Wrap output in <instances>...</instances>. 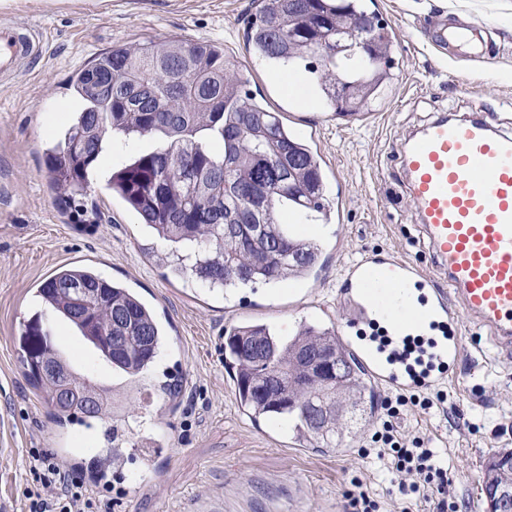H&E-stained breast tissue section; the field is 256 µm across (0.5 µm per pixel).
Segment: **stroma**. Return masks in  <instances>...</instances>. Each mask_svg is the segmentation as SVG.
<instances>
[{
	"label": "stroma",
	"mask_w": 512,
	"mask_h": 512,
	"mask_svg": "<svg viewBox=\"0 0 512 512\" xmlns=\"http://www.w3.org/2000/svg\"><path fill=\"white\" fill-rule=\"evenodd\" d=\"M368 8L392 35L397 79L365 116L296 106L278 69L246 49L253 0H19L0 9V19L45 33L42 59L0 82V512H25L32 449L49 450L67 466L85 457L73 452L74 436L84 433L98 449L107 446L101 426L58 424L23 363L21 336L37 315L80 373L112 381L111 365L36 295L56 269L71 263L134 288L153 306L169 336L157 366L173 370L180 388L165 402L116 391L121 414L143 422L157 443L125 450L108 483L91 479L95 491L111 497L112 512H345L346 494L356 485L379 502L380 512H433L423 499L402 503L384 462L360 454L384 420L391 389L374 387L372 412L355 438L335 448L303 446L287 424L255 420L242 409L224 353L226 329L242 320L283 336L304 323L352 336L369 332L341 302L347 265L368 255L399 253L442 282L404 201L396 160L404 137L439 113L464 114L477 103L501 128L512 129V0H370ZM437 15L461 26L490 19L497 30L476 58L466 42H432L427 30ZM159 40L223 48L245 91L281 112L312 147L326 176L330 218L313 226L311 237L322 251L308 278L221 292L195 277L174 276L160 261L166 245L108 186L113 171L154 148L151 139L113 138L86 194L60 205L46 153L80 109L70 76L114 48ZM440 389L446 402L427 410L404 407L399 431L423 439L447 465L457 512H484V464L495 451L512 448V361L476 331L464 332L462 358Z\"/></svg>",
	"instance_id": "1"
}]
</instances>
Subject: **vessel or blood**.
I'll list each match as a JSON object with an SVG mask.
<instances>
[{"label": "vessel or blood", "mask_w": 512, "mask_h": 512, "mask_svg": "<svg viewBox=\"0 0 512 512\" xmlns=\"http://www.w3.org/2000/svg\"><path fill=\"white\" fill-rule=\"evenodd\" d=\"M42 49L18 23L0 24V76L14 75ZM406 203L415 211L445 287H433L420 264L387 254L349 268L347 304L363 320H385L380 339L360 345L374 384L396 391L433 385L461 356V333L487 329L498 353L512 358V134L482 107L442 113L409 136L398 154ZM433 331L430 354L404 337L401 321Z\"/></svg>", "instance_id": "vessel-or-blood-1"}]
</instances>
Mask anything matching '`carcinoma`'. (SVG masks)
Listing matches in <instances>:
<instances>
[{
	"label": "carcinoma",
	"mask_w": 512,
	"mask_h": 512,
	"mask_svg": "<svg viewBox=\"0 0 512 512\" xmlns=\"http://www.w3.org/2000/svg\"><path fill=\"white\" fill-rule=\"evenodd\" d=\"M248 21L249 52L275 67L300 64L314 84L321 104L336 112L367 114L392 81L391 40L366 0H260ZM325 35L346 46L340 55L315 60L307 33L318 21ZM368 42L374 59L356 61ZM353 94L345 97L338 87ZM70 89L80 101L64 140L47 153L52 185L69 204L87 187L91 170L114 134L128 139L152 138L154 150L141 153L112 173L110 188L138 213L157 238L171 244L174 272L191 274L209 287L259 282H287L309 276L319 245L298 237L274 220L294 209L308 220L328 219L326 184L309 145L280 116L253 101L242 90L235 64L209 42L162 41L137 48L120 47L76 72ZM252 205L254 224L225 229L224 216ZM96 292L91 304L100 328L112 330L126 351L109 356L88 335L84 318L72 314L71 288ZM45 305L57 312L111 364L121 386L133 389L150 376L167 337L153 309L132 288L104 279L86 266H63L37 289ZM45 335L40 320L21 336L32 385L41 390L56 422L76 417L85 425L110 412L111 387L82 376ZM225 349L234 360L236 392L252 419L283 416L293 439L303 445L333 443L350 429L349 420L331 414L314 421L303 403L339 405L347 413L367 415L371 388L355 355L333 329L303 325L292 336H280L264 324L243 323L227 332ZM319 349L339 364V380L325 384L305 373L303 355ZM268 355V366L258 357ZM56 365L77 397L62 398V381L44 372ZM273 368L288 374L267 394ZM131 448L146 440L129 430L119 433L117 418L105 429Z\"/></svg>",
	"instance_id": "obj_1"
}]
</instances>
